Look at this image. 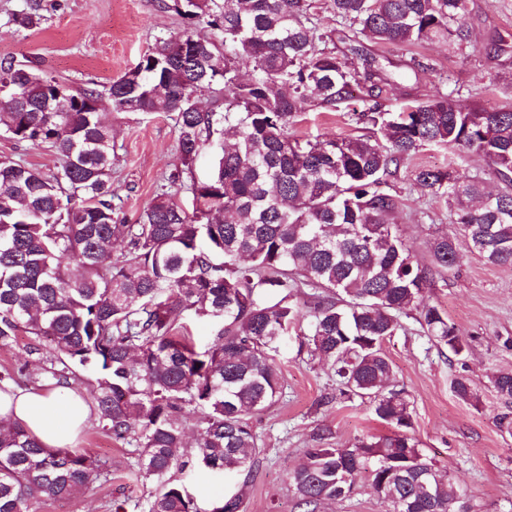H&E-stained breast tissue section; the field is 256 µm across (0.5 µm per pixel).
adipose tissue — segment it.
<instances>
[{
  "label": "adipose tissue",
  "mask_w": 512,
  "mask_h": 512,
  "mask_svg": "<svg viewBox=\"0 0 512 512\" xmlns=\"http://www.w3.org/2000/svg\"><path fill=\"white\" fill-rule=\"evenodd\" d=\"M94 415L85 392L71 384L47 391L0 389V419L23 427L48 448L74 447Z\"/></svg>",
  "instance_id": "obj_1"
}]
</instances>
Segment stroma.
Here are the masks:
<instances>
[{
    "instance_id": "35a3bbf8",
    "label": "stroma",
    "mask_w": 512,
    "mask_h": 512,
    "mask_svg": "<svg viewBox=\"0 0 512 512\" xmlns=\"http://www.w3.org/2000/svg\"><path fill=\"white\" fill-rule=\"evenodd\" d=\"M32 6L39 25L15 23V16ZM467 24L470 41L462 46L443 39L398 46L361 36L336 40L335 47L352 60L361 51L377 57L392 77L380 97L384 109L395 111L437 92L493 109L512 98V0H469ZM182 30V18L162 9L160 0H0V60H38L49 76L73 89L107 84ZM103 117L112 128L115 221L136 223L164 192L190 204L188 187L167 180L180 164L174 115L108 106ZM293 131L311 138L359 134L342 113L318 107L303 112ZM448 166L481 179L488 190L503 187L487 162L471 152L427 145L404 161L392 180L402 197L394 222L423 264L429 261L430 239L455 234L456 226L444 201L417 185L414 174ZM428 300L460 328L467 349L456 356L438 348L411 317L384 341L397 385L413 408V434L428 460L458 483L468 512H512V435L497 425L503 407L491 383L495 372L512 371V266L487 263L461 246L457 273L435 278ZM276 362L284 378L282 394L253 420L261 453L252 475L207 480L189 471L173 475L189 487L202 512L235 493L241 494L245 512H294L288 474L305 449L348 448L357 438L391 432L368 402L340 396L328 366L299 352L296 335L285 338ZM457 377L470 380L477 401L456 397L452 381ZM78 447L105 463L110 482L92 484L70 500L45 501L38 512H112L113 499L142 494L134 481L131 445L112 441L94 424Z\"/></svg>"
}]
</instances>
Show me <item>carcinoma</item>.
Returning <instances> with one entry per match:
<instances>
[{"instance_id": "carcinoma-1", "label": "carcinoma", "mask_w": 512, "mask_h": 512, "mask_svg": "<svg viewBox=\"0 0 512 512\" xmlns=\"http://www.w3.org/2000/svg\"><path fill=\"white\" fill-rule=\"evenodd\" d=\"M316 0H171L186 28L144 53L109 85L69 90L38 64L0 62V129L18 145L47 146L60 158L49 174L0 157V349L31 337L42 376L67 384L94 376L101 430L135 444L137 477L153 485L147 512H201L171 480L174 471L249 474L260 449L254 416L275 405L283 375L272 353L290 332L325 362L342 394L367 397L386 436L350 448H308L289 472L302 512L343 500L367 473L399 512H462L461 490L424 457L410 434L413 414L383 341L415 314L426 335L455 355L460 330L427 302L433 275L457 264V240L429 242L430 265L391 222L402 205L389 186L400 163L425 145L483 157L505 188L491 194L453 168L420 169L415 181L446 199L452 223L489 263L512 265V103L495 110L444 94L387 112L388 82L377 60L349 64L311 22ZM353 34L397 45L469 41L468 0H328ZM252 64L243 79L238 62ZM218 90L234 108H204ZM363 107H350L355 92ZM108 97L119 112L172 113L181 167L192 173L218 128L209 178L192 186L188 211L160 194L136 224L115 223L112 135L95 111ZM344 111L378 128L370 136L302 139L292 126L309 107ZM126 250L112 257V246ZM106 271H101L104 260ZM189 317L207 320L200 349ZM493 387L512 405V371ZM464 402L470 382H452ZM109 481L97 459L51 449L0 421V512H37ZM212 512H244L235 494Z\"/></svg>"}]
</instances>
